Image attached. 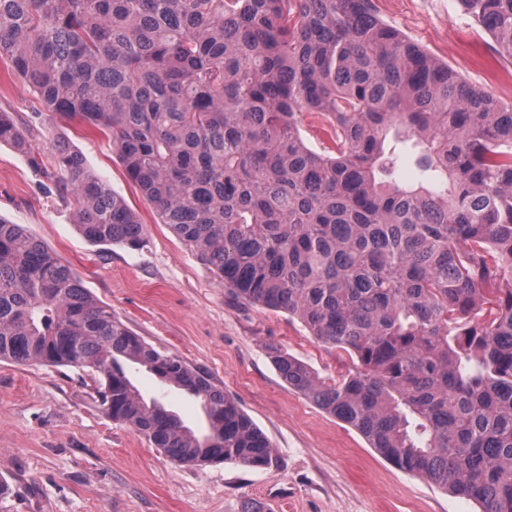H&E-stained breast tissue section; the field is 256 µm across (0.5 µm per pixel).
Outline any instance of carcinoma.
<instances>
[{
	"label": "carcinoma",
	"instance_id": "obj_1",
	"mask_svg": "<svg viewBox=\"0 0 512 512\" xmlns=\"http://www.w3.org/2000/svg\"><path fill=\"white\" fill-rule=\"evenodd\" d=\"M512 60V0H459ZM0 60L43 112L103 133L160 223L230 298L284 311L354 366L326 380L278 348L288 387L397 468L512 512V103L372 0H0ZM306 114L334 132L317 152ZM396 142L439 185L390 180ZM0 145L40 162L12 113ZM56 187L94 245L139 249V215L68 143ZM0 360L99 377L114 421L185 467L277 461L209 375L155 348L55 252L0 219ZM199 404L197 432L131 379Z\"/></svg>",
	"mask_w": 512,
	"mask_h": 512
}]
</instances>
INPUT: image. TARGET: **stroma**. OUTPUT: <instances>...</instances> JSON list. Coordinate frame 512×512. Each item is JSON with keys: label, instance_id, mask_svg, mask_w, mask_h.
Segmentation results:
<instances>
[{"label": "stroma", "instance_id": "1", "mask_svg": "<svg viewBox=\"0 0 512 512\" xmlns=\"http://www.w3.org/2000/svg\"><path fill=\"white\" fill-rule=\"evenodd\" d=\"M380 18L448 63L470 84L512 102V60L458 0H372ZM0 111L27 129L41 158L0 147V217L53 249L74 275L153 346L205 371L271 441L276 465L178 466L101 406L96 382L66 367L0 361V477L14 493L0 512H476L472 501L397 469L355 429L288 388L271 361L277 347L336 379L349 356L317 342L288 314L228 298L127 178L99 133L38 112L0 61ZM65 136L91 170L146 226L143 248L92 245L75 226L73 196L51 179L52 142ZM194 430L198 402L134 373Z\"/></svg>", "mask_w": 512, "mask_h": 512}]
</instances>
